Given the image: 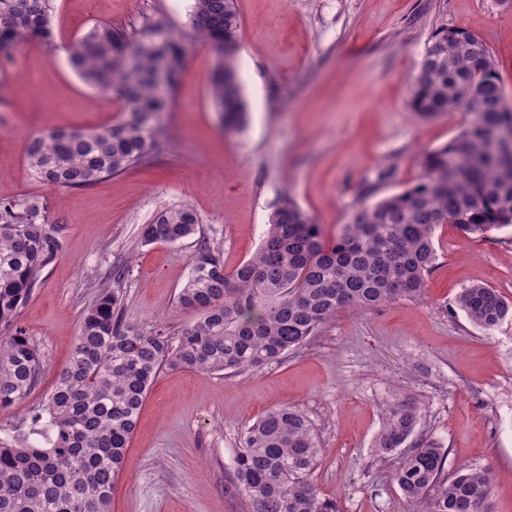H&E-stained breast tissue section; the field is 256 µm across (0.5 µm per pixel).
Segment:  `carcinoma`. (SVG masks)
<instances>
[{
	"label": "carcinoma",
	"instance_id": "1",
	"mask_svg": "<svg viewBox=\"0 0 512 512\" xmlns=\"http://www.w3.org/2000/svg\"><path fill=\"white\" fill-rule=\"evenodd\" d=\"M53 0H0V58L31 41L51 43ZM192 38L215 56L224 41L240 51L236 0H192ZM68 66L86 84L112 92L122 120L99 129H50L28 139L33 175L61 188L119 176L160 149L159 116L170 86L186 67L181 34L159 23L127 30L96 23L66 48ZM233 82H224V68ZM214 106L224 127H244L248 106L238 56L210 74ZM409 102L424 119L460 113L464 123L446 144L424 153L421 180L358 206L341 234L327 243L320 225L284 198L269 218L260 246L233 272L201 240L178 304L196 315L176 341L126 322L122 294L103 283L81 318L69 364L53 392L31 416L47 447L21 434L0 437V512H112L141 407L165 367L232 376L278 363L346 309L367 310L396 299L418 300L437 259L440 224L486 235L512 226V154L494 137L512 128L497 62L486 42L462 26L440 25L409 82ZM196 212L165 208L140 231L143 245H174L194 236ZM64 225L50 222L37 198L0 199V410L34 388L43 357L18 323L20 309L43 271L62 250ZM491 332L512 320V300L485 285L463 289L447 308ZM417 408L406 406L384 423L374 453L396 459L391 479L423 512H489L493 478L485 469L446 473L448 451L415 436ZM323 451L309 419L283 405L245 426L235 450L231 488L249 512H342L310 480Z\"/></svg>",
	"mask_w": 512,
	"mask_h": 512
}]
</instances>
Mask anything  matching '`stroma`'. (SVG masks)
Instances as JSON below:
<instances>
[{
  "mask_svg": "<svg viewBox=\"0 0 512 512\" xmlns=\"http://www.w3.org/2000/svg\"><path fill=\"white\" fill-rule=\"evenodd\" d=\"M190 5L55 0V44L27 43L0 65V199L40 197L64 227L63 250L19 317L44 367L24 401L0 412V434L29 428L69 362L83 310L118 262L128 264L127 322L174 337L192 321L176 295L196 240L139 242L161 209L191 207L231 272L257 250L282 197L330 242L359 205L413 185L420 154L463 122L425 120L409 105L407 77L440 24L480 35L512 96V0H236L242 130L224 132L209 85L216 58L191 41L152 163L80 189L35 180L29 137L120 118L66 66L65 45L96 23L185 32ZM435 248L424 299L343 311L297 353L232 377L164 369L142 405L112 512H247L230 489L238 437L283 404L312 422L324 452L311 479L343 512H419L390 480L393 459L373 452L383 421L404 405L420 408L416 431L447 449L448 471L489 470L491 512H512V322L487 333L445 310L474 284L512 299V227L483 236L441 224Z\"/></svg>",
  "mask_w": 512,
  "mask_h": 512,
  "instance_id": "1",
  "label": "stroma"
}]
</instances>
